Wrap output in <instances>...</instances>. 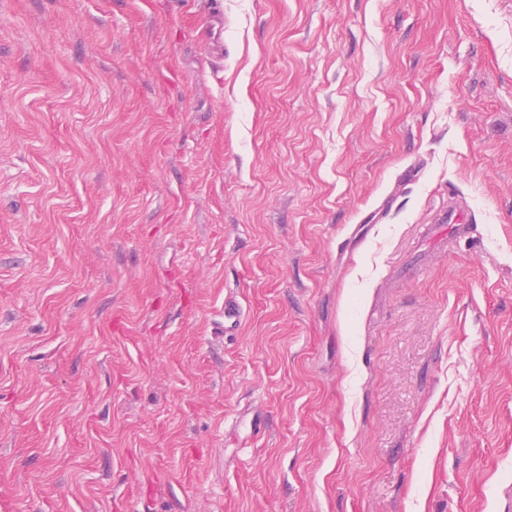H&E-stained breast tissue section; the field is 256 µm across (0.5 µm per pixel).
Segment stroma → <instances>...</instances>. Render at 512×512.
I'll return each instance as SVG.
<instances>
[{"instance_id":"stroma-1","label":"stroma","mask_w":512,"mask_h":512,"mask_svg":"<svg viewBox=\"0 0 512 512\" xmlns=\"http://www.w3.org/2000/svg\"><path fill=\"white\" fill-rule=\"evenodd\" d=\"M0 512H512V0H0ZM441 224H459V231L461 234L470 232V224L475 223L474 216L471 215L467 205L454 204L448 205L447 214L441 215ZM244 317V309L241 302L236 297H224V322L217 323L216 332L223 333L225 336H231L241 325Z\"/></svg>"}]
</instances>
